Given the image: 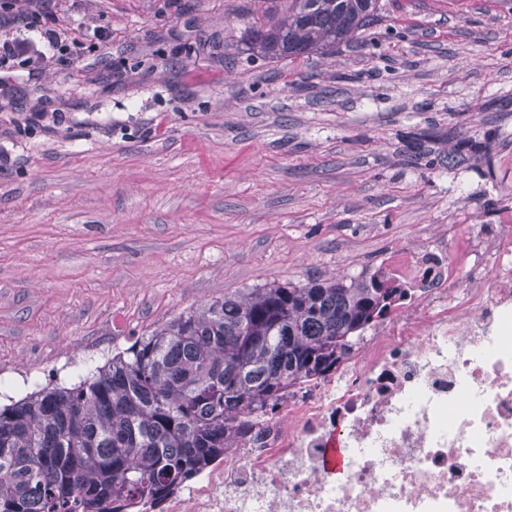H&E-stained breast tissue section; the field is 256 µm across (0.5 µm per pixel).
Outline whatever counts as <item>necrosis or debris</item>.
I'll return each mask as SVG.
<instances>
[{
  "mask_svg": "<svg viewBox=\"0 0 512 512\" xmlns=\"http://www.w3.org/2000/svg\"><path fill=\"white\" fill-rule=\"evenodd\" d=\"M482 249L478 288H449L444 245L398 262L406 310L142 512H512V225Z\"/></svg>",
  "mask_w": 512,
  "mask_h": 512,
  "instance_id": "1",
  "label": "necrosis or debris"
}]
</instances>
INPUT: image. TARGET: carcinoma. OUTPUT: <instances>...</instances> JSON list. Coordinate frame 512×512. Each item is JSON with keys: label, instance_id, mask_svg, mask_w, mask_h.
I'll list each match as a JSON object with an SVG mask.
<instances>
[{"label": "carcinoma", "instance_id": "1", "mask_svg": "<svg viewBox=\"0 0 512 512\" xmlns=\"http://www.w3.org/2000/svg\"><path fill=\"white\" fill-rule=\"evenodd\" d=\"M378 13V0H288L243 45L269 60L331 55ZM406 296L379 270L273 282L181 312L71 387L36 388L0 408V512L163 502L290 388L336 371Z\"/></svg>", "mask_w": 512, "mask_h": 512}]
</instances>
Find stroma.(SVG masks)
<instances>
[{"mask_svg": "<svg viewBox=\"0 0 512 512\" xmlns=\"http://www.w3.org/2000/svg\"><path fill=\"white\" fill-rule=\"evenodd\" d=\"M54 2L68 54L0 86V406L435 239L469 287L512 225V0H379L371 36L295 61L243 50L284 0Z\"/></svg>", "mask_w": 512, "mask_h": 512, "instance_id": "stroma-1", "label": "stroma"}]
</instances>
